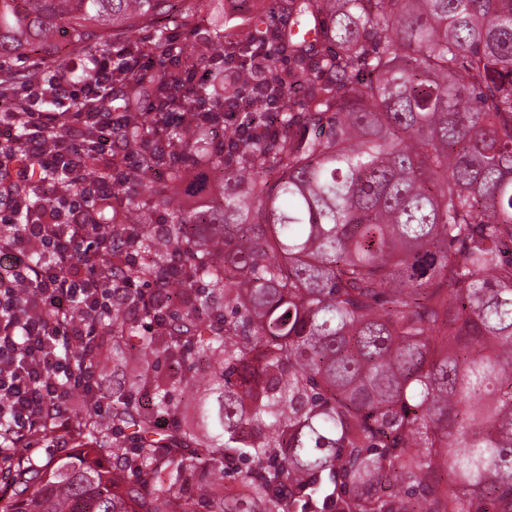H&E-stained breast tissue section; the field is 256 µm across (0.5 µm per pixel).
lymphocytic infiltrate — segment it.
I'll use <instances>...</instances> for the list:
<instances>
[{"label": "lymphocytic infiltrate", "mask_w": 512, "mask_h": 512, "mask_svg": "<svg viewBox=\"0 0 512 512\" xmlns=\"http://www.w3.org/2000/svg\"><path fill=\"white\" fill-rule=\"evenodd\" d=\"M82 79L65 78L48 66L40 82H18L11 111L0 113V132L9 150L0 164L13 167L20 181L40 188L68 171V162L87 138L106 159L123 151L112 133L111 113L87 117L83 108L108 97L112 54L79 58ZM25 136H18L19 126ZM112 197L111 178H82L78 191L57 194L54 205L34 220L16 221L22 200L0 207V455L13 438L38 432L45 412L59 408L71 393L95 395L91 373L75 377L66 351L96 333L101 314L111 312L117 294L102 287L87 257L96 248L98 211ZM42 252V263L32 261Z\"/></svg>", "instance_id": "f902f5d3"}]
</instances>
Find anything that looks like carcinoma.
<instances>
[{
	"instance_id": "obj_1",
	"label": "carcinoma",
	"mask_w": 512,
	"mask_h": 512,
	"mask_svg": "<svg viewBox=\"0 0 512 512\" xmlns=\"http://www.w3.org/2000/svg\"><path fill=\"white\" fill-rule=\"evenodd\" d=\"M206 2L0 0V93L19 78L4 62L55 57L61 31L81 55L153 28L156 66L114 63V129L141 160L129 182L166 175L148 201L112 194L94 260L124 299L69 353L81 374L110 338L154 408L126 391L104 418L86 396L48 415L43 436L67 419L94 456L38 464L15 443L0 512H512V0H275L288 27L196 48L161 24ZM257 41L289 67L240 107L274 136L217 146L197 100L253 80ZM216 53L236 80L191 91ZM146 99L177 123L159 131ZM74 163L102 171L90 142ZM215 168L221 197L187 208ZM163 276L183 302L141 297ZM201 363L186 424L173 392ZM226 468L246 496H211Z\"/></svg>"
}]
</instances>
